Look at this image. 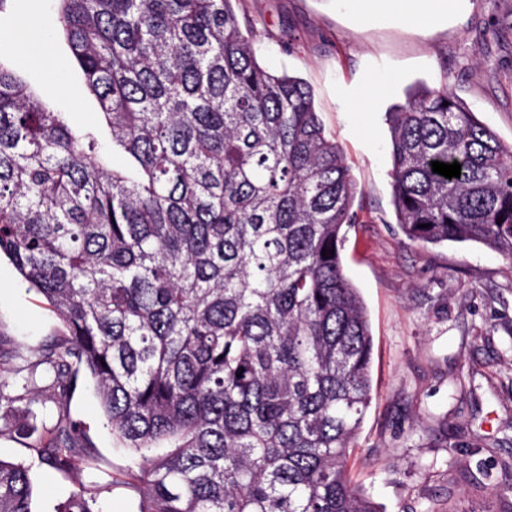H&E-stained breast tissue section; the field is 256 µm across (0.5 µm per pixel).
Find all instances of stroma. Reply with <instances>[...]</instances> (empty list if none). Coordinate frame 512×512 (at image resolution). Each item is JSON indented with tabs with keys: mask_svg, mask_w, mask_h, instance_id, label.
<instances>
[{
	"mask_svg": "<svg viewBox=\"0 0 512 512\" xmlns=\"http://www.w3.org/2000/svg\"><path fill=\"white\" fill-rule=\"evenodd\" d=\"M255 24L267 68L301 77L327 132L339 145L358 193L357 224L346 231L344 271L358 288L374 341L372 402L349 459L353 482L381 512H512L501 465L512 463V264L476 243L425 246L407 239L392 205L390 133L385 114L419 86L448 88L512 146V0H463L425 30L354 0H239ZM28 43L6 57L47 106L90 124L96 108L58 31L49 0H13L0 34L19 21ZM384 86L369 105L371 81ZM58 319L0 259V377L35 360ZM95 448L98 465L56 474L29 448L58 418L53 402L0 407V425L28 436H0V458L31 467L35 512H55L79 485L95 487L102 512H139V500L112 478L124 457L97 409L92 384L67 404Z\"/></svg>",
	"mask_w": 512,
	"mask_h": 512,
	"instance_id": "1",
	"label": "stroma"
}]
</instances>
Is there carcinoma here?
I'll use <instances>...</instances> for the list:
<instances>
[{
	"mask_svg": "<svg viewBox=\"0 0 512 512\" xmlns=\"http://www.w3.org/2000/svg\"><path fill=\"white\" fill-rule=\"evenodd\" d=\"M52 2L99 112L75 124L0 66V256L62 322L26 365L59 410L31 450L95 459L65 411L89 378L139 512H381L347 471L372 400L341 257L357 185L310 87L260 65L238 0ZM386 122L403 233L512 264V150L445 87ZM32 495L0 459V512ZM56 512H99L95 490Z\"/></svg>",
	"mask_w": 512,
	"mask_h": 512,
	"instance_id": "obj_1",
	"label": "carcinoma"
}]
</instances>
